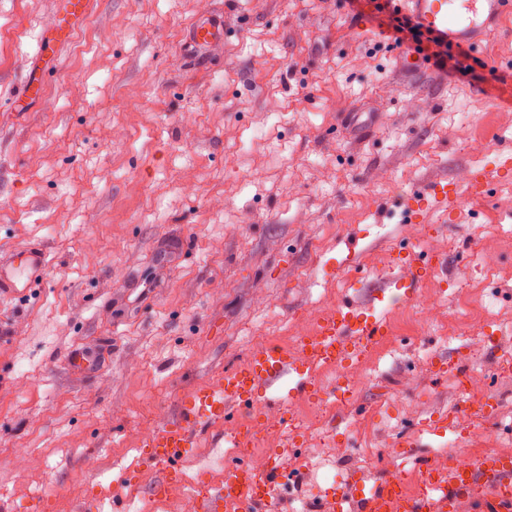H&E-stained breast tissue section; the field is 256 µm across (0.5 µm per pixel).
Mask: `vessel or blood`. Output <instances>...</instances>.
I'll list each match as a JSON object with an SVG mask.
<instances>
[{
	"label": "vessel or blood",
	"mask_w": 512,
	"mask_h": 512,
	"mask_svg": "<svg viewBox=\"0 0 512 512\" xmlns=\"http://www.w3.org/2000/svg\"><path fill=\"white\" fill-rule=\"evenodd\" d=\"M405 13L413 15L425 28L444 36L450 46L467 44L475 47L483 33L505 12H512V0H395ZM89 0H61L60 21L52 35L54 42L72 37L76 24L86 19ZM189 41L197 47L209 48L224 41V23L218 16L193 22ZM493 189L488 169L471 172L464 188L447 184H431L418 189L423 200L438 209L453 211L462 193L485 195ZM397 259L407 275L389 280L373 292L366 311H359L350 300H340L320 316L313 329L301 336L299 347L303 363L289 360L286 349L270 345L250 351L245 361L216 378L197 381L184 390L177 402L176 415L158 425L147 437L142 461L161 470L163 478L155 487L157 495H165L169 483L176 478L191 448L202 436L217 426L233 429L240 442L251 445L254 435L251 420L263 404L286 408L292 400L317 399L322 395L320 382L309 373V366L333 365L347 360H360L370 343L384 340L392 331L385 309L392 300V289L402 290L405 300L419 298L422 282L415 266L441 267V258L420 259L414 247L402 249ZM46 254L41 247L30 246L13 251L10 260L0 261V290L24 297L44 278ZM293 375L291 386L277 399L267 400L264 390L272 381ZM483 417H491L494 404L483 401L476 409ZM470 403L449 413V421L457 430H466L465 419L473 411ZM416 494L404 492L401 478L390 475L374 488L370 497L361 499L365 512H430L438 505L441 512H458L463 500L479 504V512H512V459L503 456L472 458L463 468L442 469L421 460L416 475ZM293 478L271 466L255 472L246 457L238 454L224 461V480L211 485L208 494L197 503L196 512H224L235 506L237 512H277Z\"/></svg>",
	"instance_id": "vessel-or-blood-1"
}]
</instances>
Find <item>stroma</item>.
Returning a JSON list of instances; mask_svg holds the SVG:
<instances>
[{
  "instance_id": "obj_1",
  "label": "stroma",
  "mask_w": 512,
  "mask_h": 512,
  "mask_svg": "<svg viewBox=\"0 0 512 512\" xmlns=\"http://www.w3.org/2000/svg\"><path fill=\"white\" fill-rule=\"evenodd\" d=\"M57 2L0 0V254L38 245L48 260L27 297L0 293V512H111L134 470L127 512H193L192 478L224 477L223 432L166 496L140 466L178 392L301 335L342 297L364 304L418 235L447 265L418 303L392 302L415 331L322 378L355 391L322 430L292 415L261 441L296 476L280 512L334 497L330 471L367 496L420 457L512 455V369L498 366L512 352V171L494 168L512 154L511 13L473 73L448 79L346 0H91L76 36L49 49ZM208 14L224 44L204 53L186 30ZM34 77L43 95L16 109ZM467 167L493 168L490 195L402 222L412 190ZM81 350L97 368L73 367ZM457 357L472 400L497 405L463 432L437 425L462 403L443 366Z\"/></svg>"
}]
</instances>
